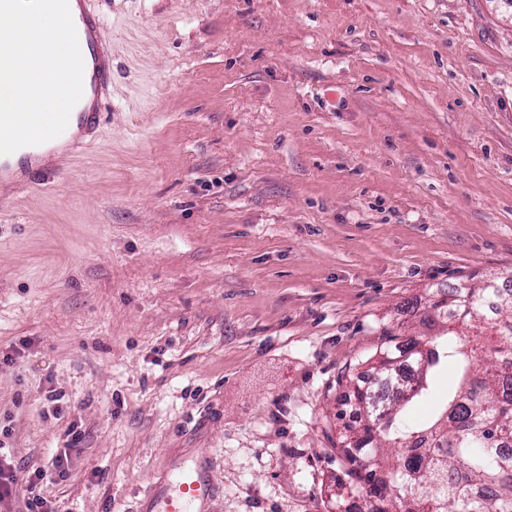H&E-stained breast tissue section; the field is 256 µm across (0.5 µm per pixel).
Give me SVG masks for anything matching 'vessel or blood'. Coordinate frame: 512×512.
Listing matches in <instances>:
<instances>
[{
    "label": "vessel or blood",
    "mask_w": 512,
    "mask_h": 512,
    "mask_svg": "<svg viewBox=\"0 0 512 512\" xmlns=\"http://www.w3.org/2000/svg\"><path fill=\"white\" fill-rule=\"evenodd\" d=\"M79 22L76 26L84 60L91 66L83 74V91L94 100L91 110L84 112L82 122L89 132L103 123V111L112 100L110 69L112 56L104 39V25L90 7V0H78ZM59 145L78 149L81 141L71 130H64ZM50 146L46 155H30L26 166L31 173L42 172L46 157L56 156L58 147ZM215 477L202 459L187 465L168 467L160 480L151 482L143 492L141 512H215L213 508Z\"/></svg>",
    "instance_id": "1"
}]
</instances>
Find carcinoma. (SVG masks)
Here are the masks:
<instances>
[{
    "instance_id": "carcinoma-1",
    "label": "carcinoma",
    "mask_w": 512,
    "mask_h": 512,
    "mask_svg": "<svg viewBox=\"0 0 512 512\" xmlns=\"http://www.w3.org/2000/svg\"><path fill=\"white\" fill-rule=\"evenodd\" d=\"M431 310L434 333L379 351L370 384L345 375L356 425L338 436V485L369 488L367 512H512V454L500 452L512 435V289L482 278ZM450 364L456 385L413 423Z\"/></svg>"
}]
</instances>
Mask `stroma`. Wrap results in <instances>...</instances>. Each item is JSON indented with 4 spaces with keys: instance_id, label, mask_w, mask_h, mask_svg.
<instances>
[{
    "instance_id": "1",
    "label": "stroma",
    "mask_w": 512,
    "mask_h": 512,
    "mask_svg": "<svg viewBox=\"0 0 512 512\" xmlns=\"http://www.w3.org/2000/svg\"><path fill=\"white\" fill-rule=\"evenodd\" d=\"M91 7L103 129L0 208L13 460L74 421L61 512H135L186 449L216 512H337L344 370L423 335L436 291L512 277V5Z\"/></svg>"
}]
</instances>
